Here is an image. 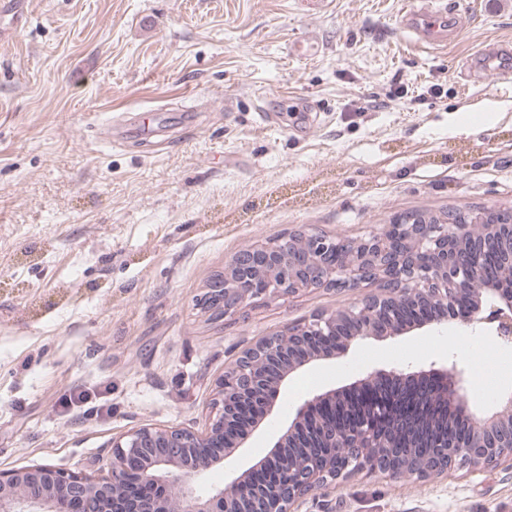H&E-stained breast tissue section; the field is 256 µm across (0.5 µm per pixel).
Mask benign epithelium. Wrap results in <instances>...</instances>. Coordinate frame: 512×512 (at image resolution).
<instances>
[{
	"instance_id": "obj_1",
	"label": "benign epithelium",
	"mask_w": 512,
	"mask_h": 512,
	"mask_svg": "<svg viewBox=\"0 0 512 512\" xmlns=\"http://www.w3.org/2000/svg\"><path fill=\"white\" fill-rule=\"evenodd\" d=\"M488 224L456 213L431 221L405 214L380 233L349 240L302 228L233 255L215 278L204 305L234 316L252 301L291 296L303 290L369 294L334 313H320L266 337L245 350L218 383L216 415L202 432L145 425L112 438V466L105 475L80 474L50 466L0 471V512H298V505L347 474L368 470L391 476L417 474L414 455L402 448L382 451L385 441L372 419H388L397 406L374 401L376 389L391 383L397 393L435 397L465 424L457 439L432 447L425 464L432 472L471 465L496 468L512 463V394L494 411L472 406L466 371L436 360L418 370L398 366L362 375L353 387L368 395L370 416L350 429L336 415L340 390L315 394L261 461L221 487L200 492L193 480L223 466L226 450L248 436L230 433L234 417L262 391L272 411L280 388L308 364L333 358L368 338L400 336L404 310L430 306L422 328L464 301L458 314L465 327L487 324L512 343V208L495 210Z\"/></svg>"
}]
</instances>
